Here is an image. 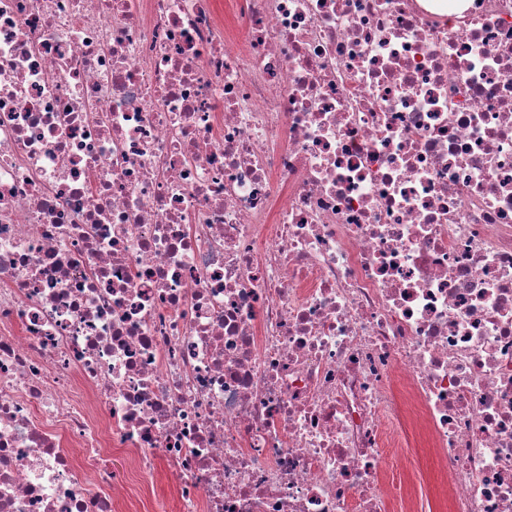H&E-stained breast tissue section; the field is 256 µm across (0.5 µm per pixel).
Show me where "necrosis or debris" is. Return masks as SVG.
<instances>
[{
	"label": "necrosis or debris",
	"mask_w": 512,
	"mask_h": 512,
	"mask_svg": "<svg viewBox=\"0 0 512 512\" xmlns=\"http://www.w3.org/2000/svg\"><path fill=\"white\" fill-rule=\"evenodd\" d=\"M0 0V512H512V0ZM132 456L116 473L106 457ZM416 461L418 469L414 472V480L417 483L420 480V486L422 487L423 492L428 491L431 493V496L441 492V487L438 484L436 477L434 478L433 476V464L431 457L425 449L419 451ZM420 486L418 484V489ZM155 499H162L167 502V512H178V497L166 476L160 470L144 479L142 488L133 498V502H127V505L124 506L129 510L118 512H151L146 509H150V505Z\"/></svg>",
	"instance_id": "obj_1"
}]
</instances>
